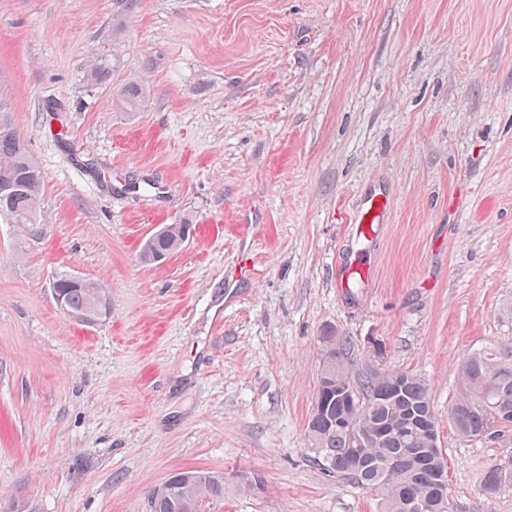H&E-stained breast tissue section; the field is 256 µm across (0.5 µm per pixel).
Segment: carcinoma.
<instances>
[{"mask_svg":"<svg viewBox=\"0 0 512 512\" xmlns=\"http://www.w3.org/2000/svg\"><path fill=\"white\" fill-rule=\"evenodd\" d=\"M146 88L127 81L120 95L128 109L139 105ZM0 181L15 185L0 195V219L17 226L27 239L39 238L42 174L24 147L9 102L0 95ZM187 224H174L164 236L147 241L141 252L151 262L158 253L170 256L182 244ZM65 308L88 313L103 289L60 273L52 283ZM326 357L318 380L306 434L318 465L373 493L379 512H448L445 477L448 462L439 442V422L429 384L420 375L385 363L386 347L367 346L369 358L380 355L379 367L357 379L344 357V344L325 337ZM448 420L461 438L486 440L512 432V342L469 354L460 366L457 394L448 403ZM169 492L154 500L153 512H195L204 497L224 495V474L205 471L169 476ZM512 485V465L490 466L483 477L487 494Z\"/></svg>","mask_w":512,"mask_h":512,"instance_id":"carcinoma-1","label":"carcinoma"}]
</instances>
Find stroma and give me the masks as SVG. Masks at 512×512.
<instances>
[{
  "label": "stroma",
  "mask_w": 512,
  "mask_h": 512,
  "mask_svg": "<svg viewBox=\"0 0 512 512\" xmlns=\"http://www.w3.org/2000/svg\"><path fill=\"white\" fill-rule=\"evenodd\" d=\"M0 94L44 179L41 238L0 223L5 512H152L180 470L224 475L200 512H377L307 439L328 336L425 377L458 512H512L481 487L512 441L448 423L463 358L512 338V0H0ZM388 209V197L380 191L370 193L365 202L362 211L357 216L356 224L358 230L361 228L360 235L371 243L375 237L376 228L380 224H385ZM187 229H189V225L172 224L166 235L146 241L141 252V258L145 262H155V260L158 262L164 260L165 257L158 256L154 260L155 254L162 253L167 256L174 254L181 248L183 244L182 235H185V232L187 233ZM72 280V275L60 273L54 279L51 288L52 290H56L58 297L61 298L62 304H64L67 310L79 314L92 311L97 304L98 297L104 296L102 295L103 289L84 279H80L77 282H73ZM57 305L64 313L72 315L80 322L86 324L98 323L110 313V307L107 304L98 312L96 318L76 315L66 309H62L59 304Z\"/></svg>",
  "instance_id": "stroma-1"
}]
</instances>
